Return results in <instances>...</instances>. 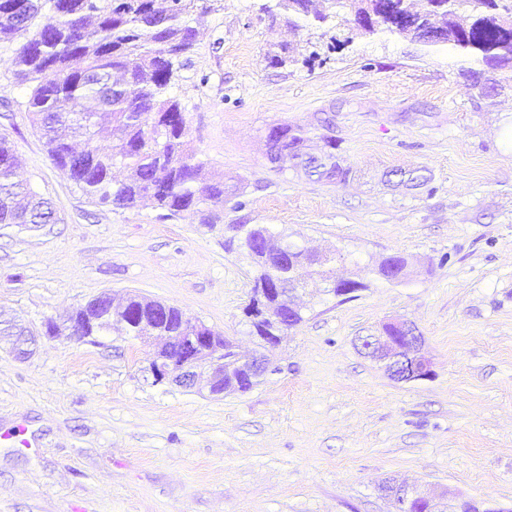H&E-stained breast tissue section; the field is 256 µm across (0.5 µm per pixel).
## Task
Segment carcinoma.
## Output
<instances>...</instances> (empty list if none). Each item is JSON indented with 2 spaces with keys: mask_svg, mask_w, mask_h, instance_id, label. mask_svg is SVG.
Returning a JSON list of instances; mask_svg holds the SVG:
<instances>
[{
  "mask_svg": "<svg viewBox=\"0 0 512 512\" xmlns=\"http://www.w3.org/2000/svg\"><path fill=\"white\" fill-rule=\"evenodd\" d=\"M0 0V49L11 51L16 79L28 85L26 110L45 140L53 164L92 202L128 209L144 198L174 218L185 211L203 213L215 224L224 199L236 194L238 182L222 172L205 174L206 163L191 149L187 122L169 89L195 48L197 26L212 10L210 0ZM433 15L415 13L424 26L466 58L469 80L485 97L498 86L495 74L512 70V0H443ZM288 23H324L329 15L314 0H271L263 6ZM111 127L110 150L96 145L99 121ZM266 134L290 151L293 167L330 184H344L352 169L343 165L336 138L321 135L322 146L310 147V130L296 125L269 127ZM18 157L0 137V224H47L52 204L15 180ZM398 185L420 187L428 177L420 170L397 169ZM243 243H259L250 257L256 281L288 282L300 275L296 259L304 251L288 239L255 225ZM408 259L383 258L378 273L388 281L406 274ZM119 332L137 336L142 318H152L150 304L128 298ZM256 384L237 352L224 341V391H247Z\"/></svg>",
  "mask_w": 512,
  "mask_h": 512,
  "instance_id": "carcinoma-1",
  "label": "carcinoma"
}]
</instances>
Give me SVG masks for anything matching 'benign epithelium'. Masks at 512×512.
<instances>
[{"mask_svg": "<svg viewBox=\"0 0 512 512\" xmlns=\"http://www.w3.org/2000/svg\"><path fill=\"white\" fill-rule=\"evenodd\" d=\"M112 305L109 301L101 309L99 300H93L73 313L67 326L62 328L51 323L48 331L51 334L65 331L73 340H85L103 323L112 321ZM247 316L254 322L276 320L265 290H257L249 303ZM182 323L181 335L158 337L162 345L151 364L154 381L195 388L211 395L224 393V337L215 335L196 318L184 315ZM360 341L364 354L382 364L395 382L411 383L431 374V363L424 353V338L406 319H390L381 325L377 334L363 336ZM388 486L396 488L405 499L436 503V497L421 494L407 484L390 482Z\"/></svg>", "mask_w": 512, "mask_h": 512, "instance_id": "benign-epithelium-1", "label": "benign epithelium"}]
</instances>
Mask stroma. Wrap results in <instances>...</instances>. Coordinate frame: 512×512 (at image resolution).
I'll return each instance as SVG.
<instances>
[{
	"mask_svg": "<svg viewBox=\"0 0 512 512\" xmlns=\"http://www.w3.org/2000/svg\"><path fill=\"white\" fill-rule=\"evenodd\" d=\"M263 2L215 0L171 88L191 145L239 181L213 226L92 203L53 165L20 106L26 86L0 66V135L19 180L56 206L36 229L0 224V316L35 336L25 358L0 342V512H395L379 489L389 478L512 512V72L486 99L448 45L353 33L346 10L292 28ZM283 48L289 60L269 64ZM326 117L350 182L267 163L268 126ZM408 167L428 183L386 185ZM244 224L341 251L334 275L365 284L348 300L306 288L302 321L250 390L154 383L150 341L46 334L96 297L137 294L249 355ZM395 253L410 267L391 282L375 266ZM393 317L423 336L430 377L395 382L359 352Z\"/></svg>",
	"mask_w": 512,
	"mask_h": 512,
	"instance_id": "obj_1",
	"label": "stroma"
}]
</instances>
